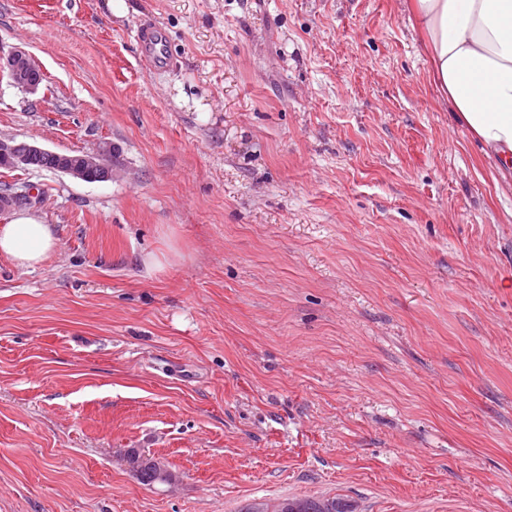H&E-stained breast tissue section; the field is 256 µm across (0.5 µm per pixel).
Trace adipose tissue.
Listing matches in <instances>:
<instances>
[{"label": "adipose tissue", "instance_id": "1", "mask_svg": "<svg viewBox=\"0 0 512 512\" xmlns=\"http://www.w3.org/2000/svg\"><path fill=\"white\" fill-rule=\"evenodd\" d=\"M439 92L486 155L512 168V0H410ZM50 225L26 212L0 226V255L20 268L58 249Z\"/></svg>", "mask_w": 512, "mask_h": 512}]
</instances>
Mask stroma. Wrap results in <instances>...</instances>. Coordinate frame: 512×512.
I'll list each match as a JSON object with an SVG mask.
<instances>
[{"label":"stroma","mask_w":512,"mask_h":512,"mask_svg":"<svg viewBox=\"0 0 512 512\" xmlns=\"http://www.w3.org/2000/svg\"><path fill=\"white\" fill-rule=\"evenodd\" d=\"M406 2L0 0V137L112 152L0 169L59 238L0 256V512H512V184ZM137 45L140 53L156 65H166L170 60L164 32L155 21H145L139 27ZM37 67H39V65L33 57L22 48H13L6 54L0 49V73H5L12 84L22 90L34 92L36 88L30 83L39 87L43 82L41 71H32ZM30 71L32 72L29 78L30 82H28L27 79H25V75ZM129 461L133 464L137 479L143 485L150 486L170 480V474L158 462L145 458L134 450L129 454ZM245 512H269V508L265 504H253L252 506L242 510ZM241 511V512H242ZM352 504L341 499L327 498H291L285 499L275 505L270 512H354Z\"/></svg>","instance_id":"1"}]
</instances>
